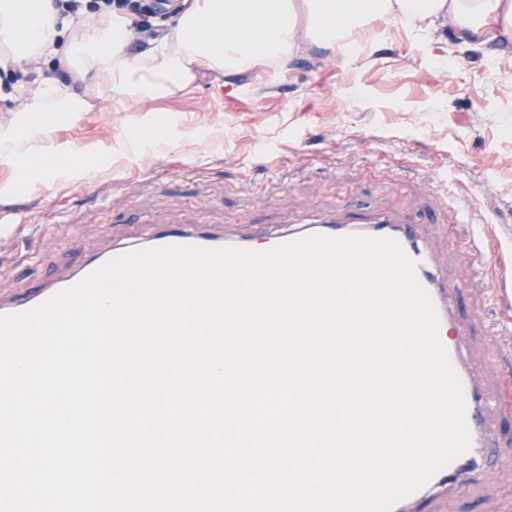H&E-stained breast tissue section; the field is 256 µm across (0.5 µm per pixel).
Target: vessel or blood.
Here are the masks:
<instances>
[{
    "instance_id": "b4317fda",
    "label": "vessel or blood",
    "mask_w": 512,
    "mask_h": 512,
    "mask_svg": "<svg viewBox=\"0 0 512 512\" xmlns=\"http://www.w3.org/2000/svg\"><path fill=\"white\" fill-rule=\"evenodd\" d=\"M314 235L331 238L362 236L396 241L412 262L414 275L429 294L435 308L438 340L446 350L462 386L470 442L464 453L435 473L423 486L396 500L391 507V512H418L419 502L439 495L449 485L465 482L480 472L490 452L488 421L496 405L497 392L483 385L466 361L465 337L470 331V323L453 315L454 306L463 298V290L458 284L441 278L435 251L423 243L417 222L403 213H359L350 211L345 205L333 203L326 215L314 220L300 217L288 229L267 233L265 240L269 248L273 249ZM166 247L234 248L249 251L253 245L249 241L225 237L205 228L161 230L138 242L117 243L100 258L83 264L76 272L0 302V317L33 310L58 293L75 286L113 258L140 250Z\"/></svg>"
}]
</instances>
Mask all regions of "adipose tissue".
I'll list each match as a JSON object with an SVG mask.
<instances>
[{"label":"adipose tissue","instance_id":"ef3b65f1","mask_svg":"<svg viewBox=\"0 0 512 512\" xmlns=\"http://www.w3.org/2000/svg\"><path fill=\"white\" fill-rule=\"evenodd\" d=\"M413 16L419 29L450 28L467 46L512 39V0H183L168 33L130 54L131 13L112 10L91 24L62 15L58 0H0V68L57 59L90 87L120 100L157 101L188 89L200 67L240 73L273 66L302 44L345 45L373 18ZM21 114L0 132V163L16 181L44 139L35 112H84L87 101L44 79L18 86Z\"/></svg>","mask_w":512,"mask_h":512}]
</instances>
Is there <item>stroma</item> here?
Instances as JSON below:
<instances>
[{"instance_id":"obj_1","label":"stroma","mask_w":512,"mask_h":512,"mask_svg":"<svg viewBox=\"0 0 512 512\" xmlns=\"http://www.w3.org/2000/svg\"><path fill=\"white\" fill-rule=\"evenodd\" d=\"M265 82L260 70L200 71L191 89L162 100L181 141L110 162L140 115L111 96L90 111L43 117L54 144L75 148L84 176L68 182L50 157L42 182L15 185L0 210V297L60 279L112 243L173 226H214L228 237L318 215L329 202L417 218L439 200L432 175L448 174V214L427 228L464 308L485 322L512 313V44L461 46L451 30H418L412 17L375 19L352 61L304 45ZM206 133L205 141L194 138ZM476 221L487 246L481 275L469 272L457 215ZM469 354L498 388L494 448L467 485L422 512H504L512 504V348L474 331Z\"/></svg>"}]
</instances>
